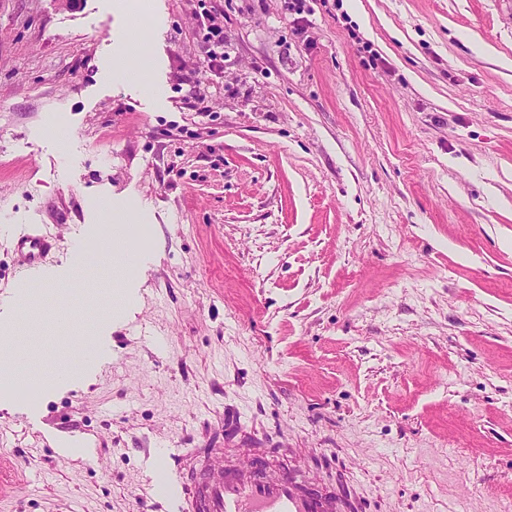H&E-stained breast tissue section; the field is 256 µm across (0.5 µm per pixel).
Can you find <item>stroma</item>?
Wrapping results in <instances>:
<instances>
[{
  "mask_svg": "<svg viewBox=\"0 0 512 512\" xmlns=\"http://www.w3.org/2000/svg\"><path fill=\"white\" fill-rule=\"evenodd\" d=\"M112 2L0 0V331L37 339L25 378L74 371L0 398V512H170L166 445L363 512H512V0H217L220 73L199 0H144L116 84ZM18 224L55 233L65 313L22 301ZM113 224L143 235L71 278ZM199 14V31L202 32L203 44L206 47V59L211 71L224 70L225 43L224 9L219 5L206 8L204 3Z\"/></svg>",
  "mask_w": 512,
  "mask_h": 512,
  "instance_id": "obj_1",
  "label": "stroma"
}]
</instances>
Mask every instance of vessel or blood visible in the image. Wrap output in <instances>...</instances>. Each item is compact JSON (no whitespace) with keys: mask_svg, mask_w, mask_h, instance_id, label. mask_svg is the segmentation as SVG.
I'll use <instances>...</instances> for the list:
<instances>
[{"mask_svg":"<svg viewBox=\"0 0 512 512\" xmlns=\"http://www.w3.org/2000/svg\"><path fill=\"white\" fill-rule=\"evenodd\" d=\"M26 276H44L54 236L25 224L12 236ZM181 450L166 448L147 461L144 479L158 486L172 512H355V501L336 496L317 483L297 482L287 472H269V462L253 453L242 467L194 475L183 467Z\"/></svg>","mask_w":512,"mask_h":512,"instance_id":"b4317fda","label":"vessel or blood"}]
</instances>
